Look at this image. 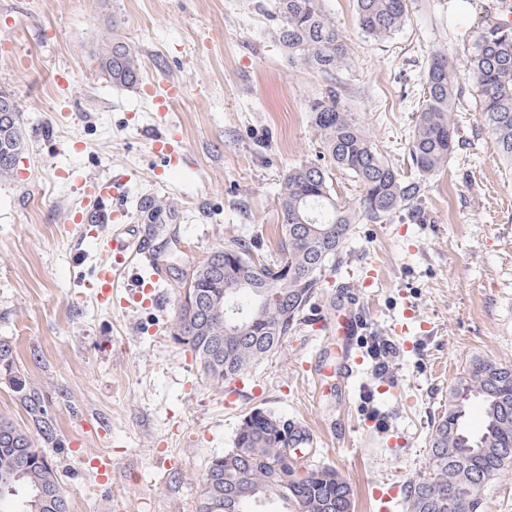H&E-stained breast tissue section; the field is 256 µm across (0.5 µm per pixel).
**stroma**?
I'll use <instances>...</instances> for the list:
<instances>
[{"label":"stroma","instance_id":"obj_1","mask_svg":"<svg viewBox=\"0 0 512 512\" xmlns=\"http://www.w3.org/2000/svg\"><path fill=\"white\" fill-rule=\"evenodd\" d=\"M256 2L0 0V91L14 97L26 137L16 172L0 177V339L45 398L55 441L43 454L70 512H199L210 460L233 448L256 408L308 426L307 463L345 477L354 512H380V486L398 490L389 512H409L432 426L469 361L512 366V168L460 65L485 11L507 17L512 0H409L404 25L382 40L359 28L356 0H326L349 48L333 78L290 64ZM117 38L140 53L138 85H113L97 69L95 53ZM436 50L459 65L463 146L431 178L420 217L354 225L306 326L245 374L213 383L172 338L182 280L228 238L274 248L277 190L288 169L318 159L309 105L328 85L384 160L408 170ZM171 81L186 93L162 116L140 87ZM163 132L187 148L189 166H163L151 145ZM119 172L131 176L119 200L127 222L154 226L169 267L159 305L122 290L106 308L90 288L111 228L90 233L75 217L85 182ZM142 197L161 212L141 210ZM347 287L363 321L350 388L334 372L342 339L325 326ZM104 458L105 484L95 470Z\"/></svg>","mask_w":512,"mask_h":512}]
</instances>
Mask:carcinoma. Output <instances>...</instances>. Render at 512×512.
Segmentation results:
<instances>
[{
  "label": "carcinoma",
  "instance_id": "carcinoma-1",
  "mask_svg": "<svg viewBox=\"0 0 512 512\" xmlns=\"http://www.w3.org/2000/svg\"><path fill=\"white\" fill-rule=\"evenodd\" d=\"M362 31L375 39L389 37L403 26L408 0H356ZM272 27L271 34L288 56V62L322 75L345 66L348 49L323 0H272L258 4ZM99 70L117 86L138 83L142 64L138 51L114 40L96 57ZM478 96L477 107L491 131L492 147L512 165V26L487 11L465 49ZM425 104L417 116L410 141L413 174L407 176L383 159L353 114L346 111L336 88L310 102L312 122L323 147V158L292 168L278 190L281 224L276 250L259 256L254 241L227 239L225 274L207 271L200 261L191 272L190 295L179 302L173 338L200 364L203 373L222 384L273 354L288 331L302 323V315L322 286L326 270L342 263V251L351 226L366 220L388 221L403 210L415 212L429 179L458 150L460 142L453 112L461 104L456 67L448 54L438 51L427 61L423 81ZM10 113L0 121V148L23 151L26 145L14 98L0 92V105ZM346 171L356 179L360 202L352 210L336 198L332 170ZM271 296L246 323L243 340L231 351L220 350L228 302L247 310L254 295L244 302L236 290L238 277ZM14 348L0 340V379L5 380L38 423L42 438L53 442L44 426L47 414L43 395L13 374ZM473 399L484 407L481 431L464 426L466 407ZM10 431L24 440L31 467L14 482L19 493L35 495L38 488L61 489L55 471L46 463L30 432L0 418V432ZM283 422L262 409L243 419L234 448L214 457L203 478L199 512H242L249 502L252 512H264L261 503L280 506L279 512H352V489L336 469L307 466L299 477L282 464ZM512 469V367L487 368L483 359L470 360L448 398V413L433 426L426 471L410 484L411 512H479L482 499L468 500L461 485L483 473L496 479ZM15 476V449L0 438V477Z\"/></svg>",
  "mask_w": 512,
  "mask_h": 512
}]
</instances>
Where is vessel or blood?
I'll list each match as a JSON object with an SVG mask.
<instances>
[{
    "instance_id": "b4317fda",
    "label": "vessel or blood",
    "mask_w": 512,
    "mask_h": 512,
    "mask_svg": "<svg viewBox=\"0 0 512 512\" xmlns=\"http://www.w3.org/2000/svg\"><path fill=\"white\" fill-rule=\"evenodd\" d=\"M128 180V174L122 173L90 182L85 190V212L81 221L85 224H108L112 227L111 260L99 270L94 283L98 299L103 302L111 300L112 290L117 287L119 276L144 266L149 274L144 278L136 277L135 299L152 303L158 298L160 285L167 282L168 273L156 259L144 230L123 224L124 210H112L108 207L109 201L122 193ZM343 300L342 310L336 313V333L350 346L362 328L357 311L359 298L348 291L345 292Z\"/></svg>"
}]
</instances>
